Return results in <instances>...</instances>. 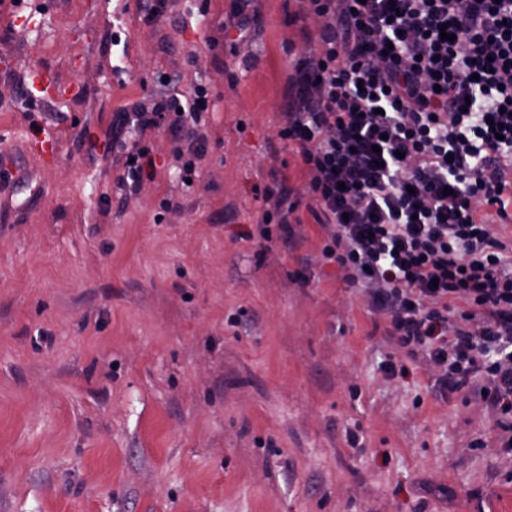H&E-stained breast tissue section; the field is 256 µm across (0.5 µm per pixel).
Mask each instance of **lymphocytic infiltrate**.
Returning a JSON list of instances; mask_svg holds the SVG:
<instances>
[{
	"label": "lymphocytic infiltrate",
	"instance_id": "obj_1",
	"mask_svg": "<svg viewBox=\"0 0 512 512\" xmlns=\"http://www.w3.org/2000/svg\"><path fill=\"white\" fill-rule=\"evenodd\" d=\"M318 54L286 79L279 131L309 172L322 249L441 396L478 402L512 452V0H299ZM208 90L116 113L112 133L168 126L184 178L204 152ZM262 236L296 209L264 187Z\"/></svg>",
	"mask_w": 512,
	"mask_h": 512
}]
</instances>
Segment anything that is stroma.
Listing matches in <instances>:
<instances>
[{"mask_svg":"<svg viewBox=\"0 0 512 512\" xmlns=\"http://www.w3.org/2000/svg\"><path fill=\"white\" fill-rule=\"evenodd\" d=\"M5 0L0 50V512H512V456L493 423L404 354L321 253L308 174L279 137L285 84L318 49L297 0ZM49 64L81 91L40 104ZM207 87L204 157L184 184L168 127L130 193L115 112ZM62 143L55 164L31 130ZM285 183L293 238L263 239L257 188ZM172 208L163 211L162 200ZM484 439L485 447L473 442ZM249 0H231L230 9L228 14V22L230 28H236L238 33L237 37L231 42H239L245 39L244 33L246 26L250 22V18L245 14V7L248 6Z\"/></svg>","mask_w":512,"mask_h":512,"instance_id":"35a3bbf8","label":"stroma"}]
</instances>
